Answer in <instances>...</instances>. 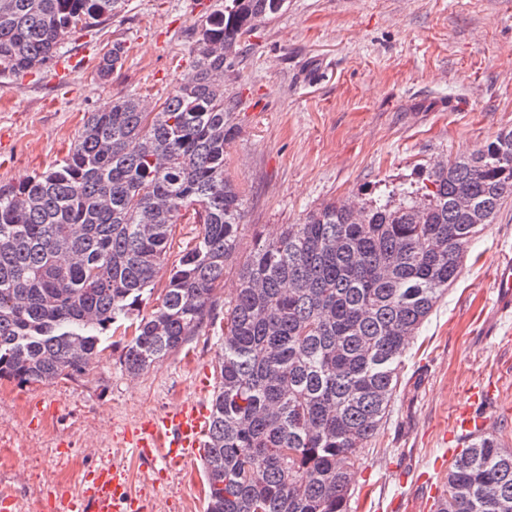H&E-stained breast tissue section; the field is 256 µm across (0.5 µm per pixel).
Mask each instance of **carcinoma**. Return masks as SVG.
<instances>
[{"instance_id": "1", "label": "carcinoma", "mask_w": 512, "mask_h": 512, "mask_svg": "<svg viewBox=\"0 0 512 512\" xmlns=\"http://www.w3.org/2000/svg\"><path fill=\"white\" fill-rule=\"evenodd\" d=\"M128 0H0V77L39 71L68 37ZM288 0H216L192 68L146 111L135 95L90 112L66 156L0 187V379L80 374L109 333L136 376L217 334L204 448L206 512H353L355 450L375 437L400 358L512 199V129L438 160L422 186L386 199L327 202L237 259L243 209L224 174L239 102L224 73L255 26ZM116 44L98 73L121 60ZM199 225L169 261L177 224ZM238 287L219 318L224 269ZM169 267L158 303V274ZM436 512H512V446L491 430L448 462Z\"/></svg>"}]
</instances>
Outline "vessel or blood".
Listing matches in <instances>:
<instances>
[{
    "mask_svg": "<svg viewBox=\"0 0 512 512\" xmlns=\"http://www.w3.org/2000/svg\"><path fill=\"white\" fill-rule=\"evenodd\" d=\"M491 389L475 387L470 405L454 412L451 435L478 436L489 428L488 407L494 406ZM207 407L193 403L180 411L153 420L144 428L141 437L133 441L135 450L164 449L167 469L179 467L201 448L208 431ZM129 492L123 472L112 463L102 464L90 473L83 497L69 503L70 512H126Z\"/></svg>",
    "mask_w": 512,
    "mask_h": 512,
    "instance_id": "vessel-or-blood-1",
    "label": "vessel or blood"
}]
</instances>
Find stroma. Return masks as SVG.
Segmentation results:
<instances>
[{"label": "stroma", "instance_id": "35a3bbf8", "mask_svg": "<svg viewBox=\"0 0 512 512\" xmlns=\"http://www.w3.org/2000/svg\"><path fill=\"white\" fill-rule=\"evenodd\" d=\"M215 0H129L126 10L71 34L50 68L0 84V185L62 160L88 113L126 94L162 103L189 70L194 34ZM126 55L97 72L113 44ZM224 92L241 101L224 172L245 199L238 253L256 237L330 201L377 199L420 186L421 170L471 153L512 128V0H288L241 44ZM512 255V201L464 260L399 366L389 415L357 449V512H418L421 473L443 489L439 462L455 408L478 384L497 387L492 428L512 438V309L495 288ZM141 375L106 342L83 374L45 384L0 380V491L7 512L81 496L82 476L108 461L146 512H205L201 458L163 471L137 457L132 432L216 382V338L194 337Z\"/></svg>", "mask_w": 512, "mask_h": 512}]
</instances>
